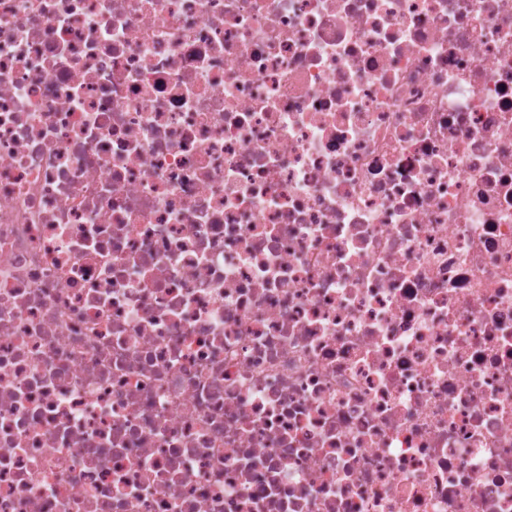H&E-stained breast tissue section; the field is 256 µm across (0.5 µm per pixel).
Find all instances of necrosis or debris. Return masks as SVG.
<instances>
[{
    "instance_id": "1",
    "label": "necrosis or debris",
    "mask_w": 512,
    "mask_h": 512,
    "mask_svg": "<svg viewBox=\"0 0 512 512\" xmlns=\"http://www.w3.org/2000/svg\"><path fill=\"white\" fill-rule=\"evenodd\" d=\"M0 512H512V0H0Z\"/></svg>"
}]
</instances>
